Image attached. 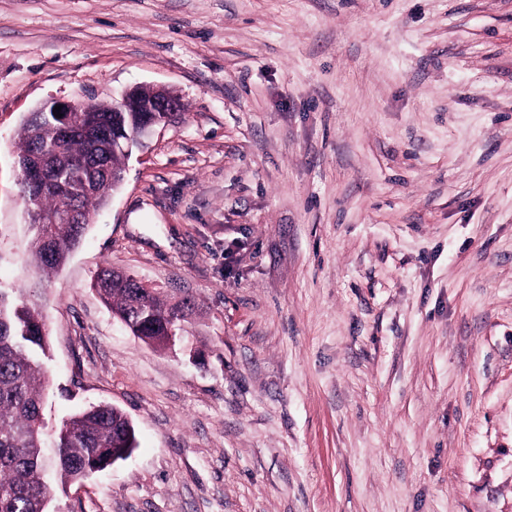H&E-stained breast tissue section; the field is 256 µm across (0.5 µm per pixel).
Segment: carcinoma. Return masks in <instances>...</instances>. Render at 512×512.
<instances>
[{
  "label": "carcinoma",
  "mask_w": 512,
  "mask_h": 512,
  "mask_svg": "<svg viewBox=\"0 0 512 512\" xmlns=\"http://www.w3.org/2000/svg\"><path fill=\"white\" fill-rule=\"evenodd\" d=\"M77 129L62 135L52 114L20 131L18 157L59 141V157L47 182L18 183L26 207L39 214L79 210L90 216L106 205L121 181L125 156L112 153V122L135 131L146 112H114L105 104H79ZM32 255L45 272L60 267L83 239L85 224H33ZM94 287L103 302L141 340L164 346L172 321L189 316L190 299L171 303L123 272L105 269ZM45 319L20 288H0V512H50L52 491L60 484L80 483L119 460L136 446L127 415L111 405L90 406L70 417L53 435L44 419L46 377L40 358L46 355Z\"/></svg>",
  "instance_id": "carcinoma-1"
}]
</instances>
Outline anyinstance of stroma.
Here are the masks:
<instances>
[{
    "label": "stroma",
    "mask_w": 512,
    "mask_h": 512,
    "mask_svg": "<svg viewBox=\"0 0 512 512\" xmlns=\"http://www.w3.org/2000/svg\"><path fill=\"white\" fill-rule=\"evenodd\" d=\"M141 85L184 114L43 272L23 122ZM105 268L194 300L172 346ZM0 286L48 424L135 428L51 512H512V0H0Z\"/></svg>",
    "instance_id": "1"
}]
</instances>
